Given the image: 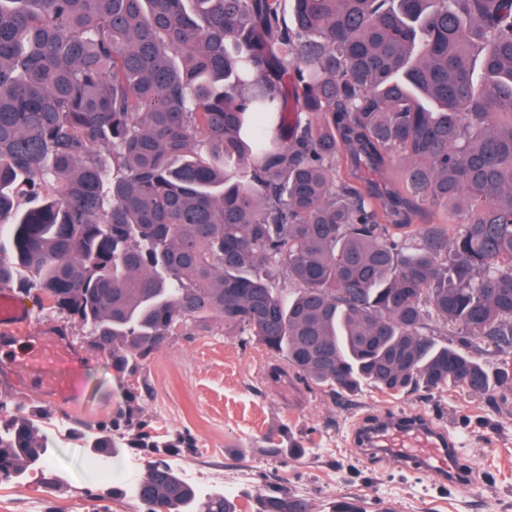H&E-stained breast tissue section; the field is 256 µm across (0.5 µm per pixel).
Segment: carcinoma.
<instances>
[{"instance_id": "cac0c4a2", "label": "carcinoma", "mask_w": 512, "mask_h": 512, "mask_svg": "<svg viewBox=\"0 0 512 512\" xmlns=\"http://www.w3.org/2000/svg\"><path fill=\"white\" fill-rule=\"evenodd\" d=\"M291 8L0 0V288L39 291L121 371L217 318L276 379L494 395L512 365L437 337L512 349V0ZM396 158L400 184H367ZM44 453L32 419L0 425V468ZM142 499L237 512L167 464Z\"/></svg>"}]
</instances>
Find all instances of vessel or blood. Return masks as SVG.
<instances>
[{
    "instance_id": "1",
    "label": "vessel or blood",
    "mask_w": 512,
    "mask_h": 512,
    "mask_svg": "<svg viewBox=\"0 0 512 512\" xmlns=\"http://www.w3.org/2000/svg\"><path fill=\"white\" fill-rule=\"evenodd\" d=\"M0 324L18 332L31 329L29 313L9 300L0 301ZM0 380L31 388L68 409H76L85 393L83 366L73 345L52 332L39 336L35 354L14 360L0 369ZM355 446L367 454L393 460L402 469L433 476L435 482L463 490L471 473L461 463L457 441L419 413L385 415L361 427Z\"/></svg>"
}]
</instances>
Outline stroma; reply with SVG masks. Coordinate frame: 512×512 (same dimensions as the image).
I'll return each mask as SVG.
<instances>
[{
	"instance_id": "35a3bbf8",
	"label": "stroma",
	"mask_w": 512,
	"mask_h": 512,
	"mask_svg": "<svg viewBox=\"0 0 512 512\" xmlns=\"http://www.w3.org/2000/svg\"><path fill=\"white\" fill-rule=\"evenodd\" d=\"M5 295L28 309L33 327L54 328L79 349L86 402L75 417L0 382V413L33 415L46 447L43 463L21 479H0V512H147L125 494V482L86 470L88 442L99 434L121 446L113 466L163 461L181 474L222 477L239 512H252L255 494L271 491L305 499L310 512H330L337 501L361 512H512V384L492 399L459 388L394 395L370 386L336 396L302 378L272 380L275 358L217 319L169 337L129 375L91 347L89 328L65 322L38 291ZM400 412L425 413L458 436L460 459L475 472L472 488L436 485L352 447L361 422ZM177 437L180 447L155 445ZM135 438L144 447H130ZM291 440L300 452L288 450ZM272 442L278 452H269Z\"/></svg>"
}]
</instances>
